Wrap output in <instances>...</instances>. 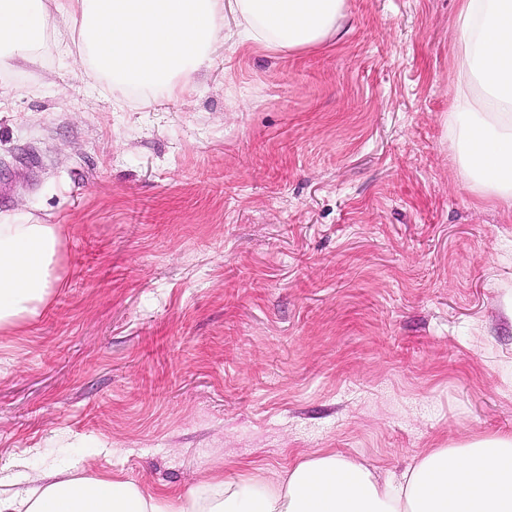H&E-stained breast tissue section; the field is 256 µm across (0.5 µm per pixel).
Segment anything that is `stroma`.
Instances as JSON below:
<instances>
[{
    "mask_svg": "<svg viewBox=\"0 0 512 512\" xmlns=\"http://www.w3.org/2000/svg\"><path fill=\"white\" fill-rule=\"evenodd\" d=\"M457 0H347L275 52L234 21L175 98L78 35L0 49V224H56L60 281L0 331V479L154 493L315 452L398 474L512 433V219L448 125Z\"/></svg>",
    "mask_w": 512,
    "mask_h": 512,
    "instance_id": "35a3bbf8",
    "label": "stroma"
}]
</instances>
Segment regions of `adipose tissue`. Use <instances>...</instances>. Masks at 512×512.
Segmentation results:
<instances>
[{"instance_id":"ef3b65f1","label":"adipose tissue","mask_w":512,"mask_h":512,"mask_svg":"<svg viewBox=\"0 0 512 512\" xmlns=\"http://www.w3.org/2000/svg\"><path fill=\"white\" fill-rule=\"evenodd\" d=\"M345 0H0V47H25L65 17L100 69L139 87L183 94L209 61L225 13L239 42L273 51L314 47L335 31ZM457 83L450 103L457 161L471 188L512 216V0H458ZM54 224H0V327L35 314L53 288ZM0 512H512V435L435 448L397 477L319 452L276 481L259 469L215 474L175 496L130 479L41 474L0 489Z\"/></svg>"}]
</instances>
